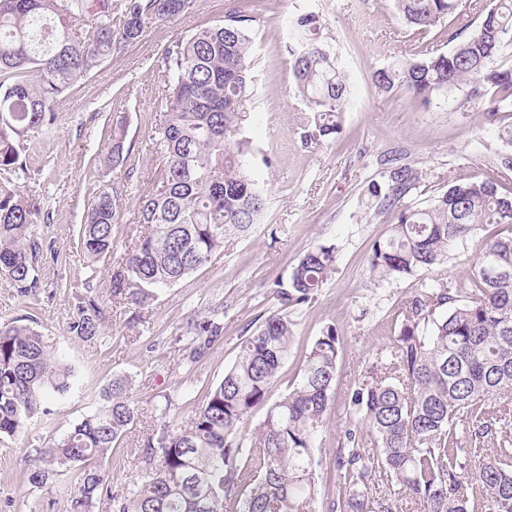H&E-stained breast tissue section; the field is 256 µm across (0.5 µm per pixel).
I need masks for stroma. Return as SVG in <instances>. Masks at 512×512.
Instances as JSON below:
<instances>
[{
    "instance_id": "obj_1",
    "label": "stroma",
    "mask_w": 512,
    "mask_h": 512,
    "mask_svg": "<svg viewBox=\"0 0 512 512\" xmlns=\"http://www.w3.org/2000/svg\"><path fill=\"white\" fill-rule=\"evenodd\" d=\"M235 0H198L178 19L147 26L142 39L105 58L55 103L54 125L37 135L22 160L25 193L35 195L49 218L36 224L43 246L36 275L38 288L20 296L0 275V326L27 318L49 336L57 356L72 364L84 384L51 404L48 416L33 420L18 436L0 439V512H44L58 498L54 488L37 489L26 477L31 449L68 432L101 403L112 380L128 379L141 417L106 461L112 487L126 489L143 469V441L158 409L181 421L220 382L235 362L239 343L277 308L270 284L287 278L297 259L319 244L336 248V272L314 299L292 310L295 335L291 352L273 385L274 395L298 381L304 355L326 327L341 338L336 394L321 430L316 453L322 461L320 503L338 493L335 459L349 414L346 396L394 336L405 298L419 279L462 276L470 255L490 239L473 237L448 265L421 277L375 281L367 256L374 240L387 235L391 214L379 209L368 188L383 183L387 162L416 169L420 180L406 198L423 207L460 175L486 176L504 148L496 123L482 115L479 101L456 91L422 104L404 90H378L373 71L415 52L445 53L452 45L443 27L421 33L400 20L392 0H261L249 28L254 44L253 81L243 103L245 134L256 157V176L266 209L252 232L174 286L158 291L141 322L128 305L112 299V264H89L79 231L95 193L124 180L123 220L114 230V248L140 227L135 222L139 194L155 183L156 117L165 109L162 50L176 38L221 19ZM318 13L323 41L352 83L341 134L312 140L315 119L294 87L291 62L295 41L287 18ZM125 125L129 151L125 169L105 160L116 119ZM92 294L103 309L101 337L83 342L69 331L80 297ZM224 312V336L197 362L186 359L181 338L192 319Z\"/></svg>"
}]
</instances>
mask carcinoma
<instances>
[{
  "label": "carcinoma",
  "instance_id": "carcinoma-1",
  "mask_svg": "<svg viewBox=\"0 0 512 512\" xmlns=\"http://www.w3.org/2000/svg\"><path fill=\"white\" fill-rule=\"evenodd\" d=\"M256 0L237 5L215 23L180 37L164 50L166 111L157 123L160 187L137 201L146 230L130 239L112 273V298L145 309L156 291L211 261L224 243L260 220L265 197L249 166L241 133L253 44L248 24ZM478 28L458 24L447 53L420 54L373 73L382 92L402 89L428 103L453 90L483 102L497 121L512 112V64L499 60L512 42V0H494ZM403 21L426 32L461 18V0H394ZM196 0H0V274L26 296L33 292L40 244L33 233L42 208L19 190L20 161L35 135L55 122L54 102L112 52L133 44L146 25L175 19ZM122 27L113 28L114 16ZM295 88L316 114L319 136L342 131L351 84L322 41L319 16L290 21ZM90 28L89 35L78 31ZM123 122L116 120L109 162L126 165ZM512 152L499 153L484 179L459 176L422 208L402 199L419 174L387 168L370 195L393 214L389 235L372 243L370 273L379 280L413 276L454 259L488 226L499 228L471 259L470 271L448 285L422 281L405 298L397 335L370 364L348 399L351 425L336 455L343 493L329 512H394L398 502L420 512H512V192L501 175ZM117 189L93 198L80 246L96 263L111 259L121 220ZM336 271V247L305 252L272 294L278 308L243 338L224 378L209 388L183 425L162 423L144 442V472L133 487L112 492L104 461L137 423L130 383L115 379L101 405L66 434L34 449L31 486L69 479L67 512H90L105 494L112 512H316L317 432L330 413L341 348L329 326L305 355L299 382L271 399L272 385L294 336L289 312L314 299ZM102 309L90 295L69 323L74 336L99 338ZM184 345L195 362L224 335L217 315L192 320ZM80 376L54 354L49 338L28 324L0 326V437H12L47 413L48 401L68 395ZM270 403L244 435L251 411Z\"/></svg>",
  "mask_w": 512,
  "mask_h": 512
}]
</instances>
